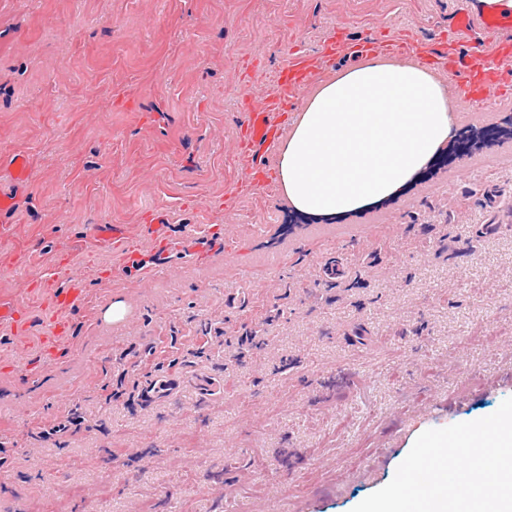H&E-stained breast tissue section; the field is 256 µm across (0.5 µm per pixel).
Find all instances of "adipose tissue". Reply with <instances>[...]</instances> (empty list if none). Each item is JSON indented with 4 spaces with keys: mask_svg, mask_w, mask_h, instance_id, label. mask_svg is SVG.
<instances>
[{
    "mask_svg": "<svg viewBox=\"0 0 512 512\" xmlns=\"http://www.w3.org/2000/svg\"><path fill=\"white\" fill-rule=\"evenodd\" d=\"M459 120L437 70L363 59L306 96L277 153L279 194L324 221L381 207L447 151Z\"/></svg>",
    "mask_w": 512,
    "mask_h": 512,
    "instance_id": "ef3b65f1",
    "label": "adipose tissue"
}]
</instances>
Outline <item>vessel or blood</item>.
Instances as JSON below:
<instances>
[{
	"label": "vessel or blood",
	"instance_id": "vessel-or-blood-1",
	"mask_svg": "<svg viewBox=\"0 0 512 512\" xmlns=\"http://www.w3.org/2000/svg\"><path fill=\"white\" fill-rule=\"evenodd\" d=\"M475 27L496 32V39L465 52L460 51L455 39L425 42L420 52L444 73L462 76V83L454 86L453 93L471 111L488 112L499 105L504 85L512 84V34L504 32L501 22L493 16L458 13L456 30ZM381 47V41L368 36L344 42L331 37L323 41L317 52L295 47L286 53L275 73L272 92L244 103L246 120L235 134L236 150L247 171L246 179L238 186L239 192L250 191L256 181L262 180L265 155L274 153L287 115L295 112L301 92L321 71L338 59H359ZM145 232L152 243V254L148 257L144 256L139 241L121 226L93 225L92 241L119 255L121 261L119 267L97 270V278L121 279L125 268L132 266L137 280L151 281L167 269L172 249H181L187 255L224 249L223 240L215 238L207 226L189 225L181 240H173L170 220L162 211L153 212ZM89 300L85 275L74 273L70 258L64 256L57 259L49 276L33 281L24 294L0 295V329L9 331L14 338H24L32 329L30 316L37 310L51 318L46 343L58 347L72 333L71 313ZM182 384L178 376L155 377L141 384L139 395L143 403L152 405L177 393Z\"/></svg>",
	"mask_w": 512,
	"mask_h": 512
}]
</instances>
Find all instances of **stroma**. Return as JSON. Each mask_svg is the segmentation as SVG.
I'll list each match as a JSON object with an SVG mask.
<instances>
[{"mask_svg":"<svg viewBox=\"0 0 512 512\" xmlns=\"http://www.w3.org/2000/svg\"><path fill=\"white\" fill-rule=\"evenodd\" d=\"M468 3L0 0V190L4 160L31 163L0 253L23 241L35 262L0 272V293L62 246L112 265L95 224L230 227L223 253L173 255L157 281L91 277L42 377L5 378L0 337V512H352L424 431L512 397V98L457 124L381 211L331 224L290 214L272 179L237 193L228 150L290 44L411 48ZM127 93L139 111L116 106ZM117 300L125 320H92ZM160 372L183 390L129 401ZM73 409L81 425L59 430Z\"/></svg>","mask_w":512,"mask_h":512,"instance_id":"stroma-1","label":"stroma"}]
</instances>
